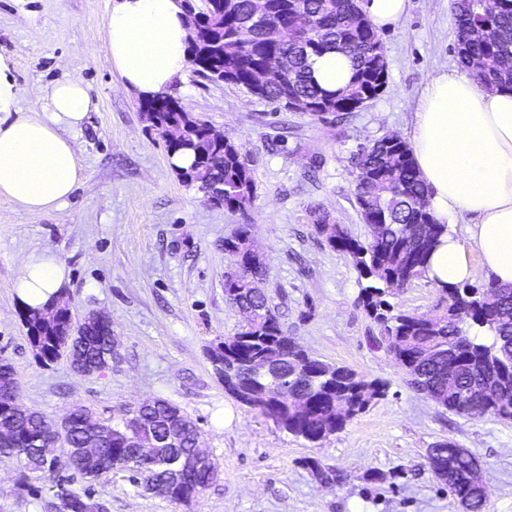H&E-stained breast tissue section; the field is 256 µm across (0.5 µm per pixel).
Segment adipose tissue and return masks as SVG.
<instances>
[{"mask_svg": "<svg viewBox=\"0 0 512 512\" xmlns=\"http://www.w3.org/2000/svg\"><path fill=\"white\" fill-rule=\"evenodd\" d=\"M104 30L113 71L139 97L167 89L188 64L181 0H112ZM97 109L76 77L27 94L14 59L0 53V198L29 213L59 209L84 178L73 134ZM407 137L428 207L446 226L428 278L440 287L471 279L470 244L489 277L512 286V88L487 90L468 74L435 72L414 104ZM462 216L469 219L464 241L454 230ZM67 276L58 257L31 255L15 295L43 312Z\"/></svg>", "mask_w": 512, "mask_h": 512, "instance_id": "adipose-tissue-1", "label": "adipose tissue"}]
</instances>
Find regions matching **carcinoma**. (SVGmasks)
Returning a JSON list of instances; mask_svg holds the SVG:
<instances>
[{
	"instance_id": "carcinoma-1",
	"label": "carcinoma",
	"mask_w": 512,
	"mask_h": 512,
	"mask_svg": "<svg viewBox=\"0 0 512 512\" xmlns=\"http://www.w3.org/2000/svg\"><path fill=\"white\" fill-rule=\"evenodd\" d=\"M254 0H211L196 7L197 40L190 41L189 62L194 72L214 82L245 88L250 94L295 111L302 105L343 118L362 108L385 87V62L380 38L360 7V0H269L261 23L252 20ZM458 63L486 89L512 86V0H497L493 11L481 0H453ZM330 51L349 57L352 75L347 86L325 91L312 76L310 59ZM142 106L146 119L165 138L169 154L192 156L176 173L187 187L217 196V206L244 211L254 197V179L241 146L226 132L195 116L173 96L162 91ZM355 199L362 223L369 228L361 241L325 215L316 219L331 248L350 258L361 289L359 305L377 325L386 350L402 368L408 386L438 406L458 415L475 417L492 411L512 420V286L488 279L440 288L442 301L428 317L395 310L389 297L426 276L431 253L445 232L429 208L426 189L409 145L384 136L362 147L353 157ZM229 263L224 271V296L247 321L248 331L229 338L230 360L239 364L237 377L251 396L232 395L256 409L277 426L317 444L340 431L346 421L364 412L385 395V386L355 370L299 356L285 347V335L266 295L254 283L268 275L267 255L252 237L248 225L224 240ZM54 318L36 321L21 310L30 343L43 360L64 356L70 361L93 359L108 345L109 326L99 322L85 328L73 321L66 293L48 306ZM477 330L493 333L483 343ZM20 387L12 366L0 361V397L19 398ZM84 406L71 412L72 426L59 439L46 430V417L35 411L17 416L19 435L0 445V459H16L25 470L39 472L56 488L57 512H107L106 505L88 494L64 487L54 474L57 449L83 448L79 427ZM182 425L172 447L157 449L155 460H140L133 446L159 434L167 423ZM199 427L171 403L155 399L114 424L113 437L101 446L96 470L121 469L137 482L145 467L159 475L156 496L188 502L220 475L217 463L204 465L189 478L174 481L173 461L195 447ZM453 454L468 465L473 454L451 441L428 452Z\"/></svg>"
}]
</instances>
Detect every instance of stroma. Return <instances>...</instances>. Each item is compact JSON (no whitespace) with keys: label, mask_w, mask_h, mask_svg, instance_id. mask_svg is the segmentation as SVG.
I'll use <instances>...</instances> for the list:
<instances>
[{"label":"stroma","mask_w":512,"mask_h":512,"mask_svg":"<svg viewBox=\"0 0 512 512\" xmlns=\"http://www.w3.org/2000/svg\"><path fill=\"white\" fill-rule=\"evenodd\" d=\"M110 0H0V52L25 86L80 77L98 101L75 142L85 178L59 209L27 213L0 200V359L20 384L22 404L52 420L83 404L103 421L161 398L201 430L221 470L187 503L143 492L115 469L71 487L108 512H462L431 472L427 450L450 440L478 460L486 512H512V421L465 417L416 394L400 366L373 338L376 325L357 303L358 274L315 227L330 216L365 239L351 157L385 135L403 136L429 77L458 70L451 0H410L397 25L380 31L384 91L343 123L277 108L245 89L186 67L169 92L194 115L234 137L246 155L255 194L246 211L216 207L186 187L140 98L122 88L103 38ZM250 225L269 273L260 288L284 331L314 357L380 380L386 394L344 428L314 445L278 428L224 392L209 357L241 317L224 297L225 238ZM54 255L69 270L74 320H112L111 367L81 375L65 359L41 361L14 298L28 256ZM439 298L428 279L392 297L396 309L429 314ZM335 473L321 482L309 462ZM0 462V512H55L48 481L21 479Z\"/></svg>","instance_id":"obj_1"}]
</instances>
